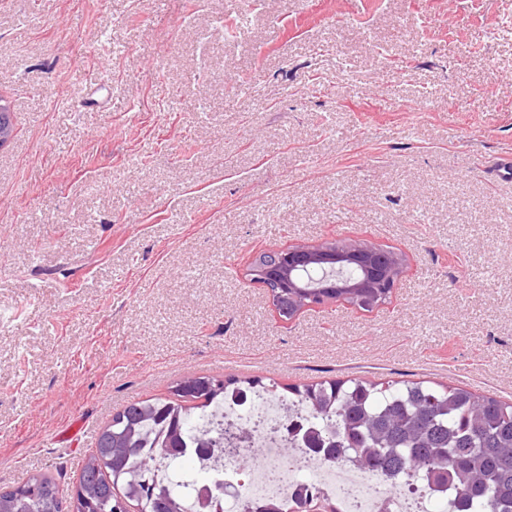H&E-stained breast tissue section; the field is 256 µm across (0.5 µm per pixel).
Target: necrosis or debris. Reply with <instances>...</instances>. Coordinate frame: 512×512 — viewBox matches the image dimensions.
Listing matches in <instances>:
<instances>
[{
    "label": "necrosis or debris",
    "instance_id": "necrosis-or-debris-1",
    "mask_svg": "<svg viewBox=\"0 0 512 512\" xmlns=\"http://www.w3.org/2000/svg\"><path fill=\"white\" fill-rule=\"evenodd\" d=\"M302 410L257 393L250 403H225L190 423L193 434L218 439L219 423L251 432L263 457L241 470L239 457L213 449L196 464L207 473L186 500V512H262L271 501L285 500L310 484L338 500L339 512H455L449 494L404 478H390L350 459L324 461L304 442L290 437L293 423H305Z\"/></svg>",
    "mask_w": 512,
    "mask_h": 512
}]
</instances>
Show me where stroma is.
<instances>
[{
    "instance_id": "35a3bbf8",
    "label": "stroma",
    "mask_w": 512,
    "mask_h": 512,
    "mask_svg": "<svg viewBox=\"0 0 512 512\" xmlns=\"http://www.w3.org/2000/svg\"><path fill=\"white\" fill-rule=\"evenodd\" d=\"M0 97V489L187 373L512 399V0H0ZM349 236L373 312L246 275ZM340 264L336 266L335 264ZM407 268L406 256L372 240L349 237L339 241H323L315 244H295L255 255L248 263L246 275L251 279H263L272 306L282 320L276 303L277 296L287 295L296 302L297 314L303 309L318 305L306 298L325 299L321 294L328 288H341L356 292L365 288H394ZM317 270L321 280L344 277L342 285L311 287L304 284L301 275L313 279L311 271ZM272 288H276L272 290ZM318 288V289H307ZM280 290V291H278ZM348 293V295H350ZM296 314V315H297Z\"/></svg>"
}]
</instances>
